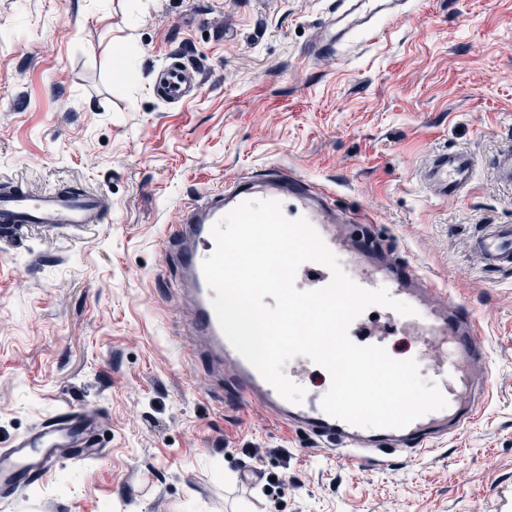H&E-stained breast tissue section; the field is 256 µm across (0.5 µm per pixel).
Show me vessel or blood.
I'll list each match as a JSON object with an SVG mask.
<instances>
[{
  "mask_svg": "<svg viewBox=\"0 0 512 512\" xmlns=\"http://www.w3.org/2000/svg\"><path fill=\"white\" fill-rule=\"evenodd\" d=\"M407 0H336L333 34L321 36L314 53L335 49L356 32L370 28L373 20L401 19ZM193 72L173 60L155 76L154 89L168 104L187 100L197 88ZM473 158L464 152L434 155L425 168L427 183L439 195L455 199L469 186ZM277 200L290 219L306 218L337 256L342 270L359 286L386 288L391 296L410 304L414 315L404 316L381 307L379 325L368 326L367 315L349 327L350 339L359 345H378L393 351L392 339L411 337L415 360L432 374L447 400L446 408L424 415L403 428H364L326 414L322 401L309 398L295 404L283 398L248 363L223 335L211 304L215 293L202 272L203 260L213 251L211 230L225 214L250 200ZM104 199L96 193L66 194L54 189L33 193L19 187L0 189V233L17 237L26 225L55 224L76 227L100 221ZM182 221L164 239L174 254L180 283L191 306L192 338L208 360L232 380L239 397L273 420L310 431L318 440L338 447L342 457L367 464L375 453L402 450L425 452L435 439L456 434L476 416L489 379V357L472 310L450 292H437L434 282L413 264L392 258L389 249L370 235H356L354 222L369 223V216L354 218L328 201V193L300 176L271 172L225 186L181 205ZM477 250L487 266L512 265V225L501 224L479 237ZM331 280L330 270L317 263L302 265L296 276L300 290L318 289ZM97 421L90 411H70L0 449V489L22 494L34 475L50 472L63 448L90 447V429Z\"/></svg>",
  "mask_w": 512,
  "mask_h": 512,
  "instance_id": "b4317fda",
  "label": "vessel or blood"
}]
</instances>
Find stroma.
<instances>
[{"mask_svg":"<svg viewBox=\"0 0 512 512\" xmlns=\"http://www.w3.org/2000/svg\"><path fill=\"white\" fill-rule=\"evenodd\" d=\"M335 5L0 0V185L106 199L102 223L0 240V447L87 407L102 450L62 456L0 512H490L512 498V266L474 248L512 224V186L489 165L512 144V0H408L378 35L309 55ZM169 56L201 72L177 105L153 92ZM443 150L476 161L450 202L422 179ZM270 168L370 215L394 257L473 310L491 348L478 420L359 466L228 391L190 341L162 242L182 202ZM269 474L285 487L266 493Z\"/></svg>","mask_w":512,"mask_h":512,"instance_id":"1","label":"stroma"}]
</instances>
